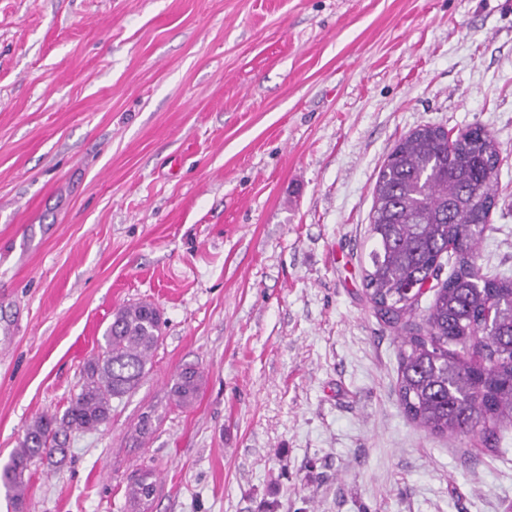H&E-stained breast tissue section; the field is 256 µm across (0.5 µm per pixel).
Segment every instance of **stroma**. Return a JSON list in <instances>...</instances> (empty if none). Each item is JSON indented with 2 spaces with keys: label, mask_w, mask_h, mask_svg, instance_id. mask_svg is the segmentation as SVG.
<instances>
[{
  "label": "stroma",
  "mask_w": 512,
  "mask_h": 512,
  "mask_svg": "<svg viewBox=\"0 0 512 512\" xmlns=\"http://www.w3.org/2000/svg\"><path fill=\"white\" fill-rule=\"evenodd\" d=\"M424 124L499 143L477 263L512 275V0H0V462L119 308L162 318L22 512H130L145 466L151 512H512V426L408 420L365 294L376 180ZM202 383V375L194 368H185L173 379L171 396L181 406L189 405Z\"/></svg>",
  "instance_id": "obj_1"
}]
</instances>
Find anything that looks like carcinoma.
<instances>
[{
    "instance_id": "1",
    "label": "carcinoma",
    "mask_w": 512,
    "mask_h": 512,
    "mask_svg": "<svg viewBox=\"0 0 512 512\" xmlns=\"http://www.w3.org/2000/svg\"><path fill=\"white\" fill-rule=\"evenodd\" d=\"M500 153L480 127L451 139L421 125L397 142L374 186L365 291L375 315L401 340L403 411L434 435L487 441L497 426L512 424V277L485 276L476 263ZM445 254L453 270L421 314L406 287L438 278ZM160 325L150 303L116 311L79 393L62 414L36 417L0 464V492L14 509L22 507L31 464L64 454L71 433L106 423L112 400L138 386ZM201 383V373L186 368L173 379L171 396L187 406ZM154 493V473L145 470L129 492L135 512H146Z\"/></svg>"
}]
</instances>
